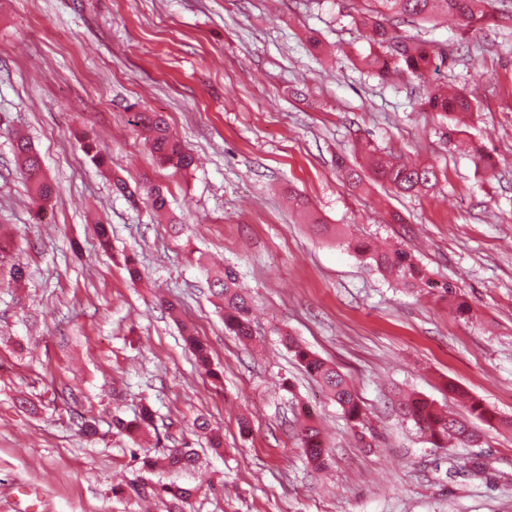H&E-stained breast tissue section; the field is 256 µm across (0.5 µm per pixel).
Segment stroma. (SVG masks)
Returning <instances> with one entry per match:
<instances>
[{
  "mask_svg": "<svg viewBox=\"0 0 512 512\" xmlns=\"http://www.w3.org/2000/svg\"><path fill=\"white\" fill-rule=\"evenodd\" d=\"M353 11L352 0H0V234L26 271L18 284L0 273V512H162L112 491L137 474L112 419L145 405L156 416L143 450L187 443L199 455L195 470L148 476L194 488L186 512H512V433L487 431L484 474L452 477L449 458L470 449L432 447L398 406L405 392L460 413L453 384L512 416V23L465 36L441 21L399 24L447 58L383 81L362 62L372 47ZM443 83L477 96L448 139L418 106ZM137 110L163 114L195 167L159 166ZM18 135L59 188L44 207L27 193ZM86 135L106 166L82 151ZM361 141L435 165L438 184L424 196L352 190L336 159L355 160ZM117 176L162 186L168 219L116 196ZM292 193L311 214L289 206ZM99 221L112 227L107 252ZM342 234L410 251L435 287H396ZM222 265L252 297V341L224 328L211 287ZM444 282L473 319L449 313ZM185 325L213 374L197 367ZM282 329L349 375L369 443ZM83 415L97 421L94 440L78 433ZM199 417L221 429L222 453ZM305 422L324 433L326 469L302 459Z\"/></svg>",
  "mask_w": 512,
  "mask_h": 512,
  "instance_id": "obj_1",
  "label": "stroma"
}]
</instances>
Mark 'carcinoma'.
I'll return each mask as SVG.
<instances>
[{
  "instance_id": "carcinoma-1",
  "label": "carcinoma",
  "mask_w": 512,
  "mask_h": 512,
  "mask_svg": "<svg viewBox=\"0 0 512 512\" xmlns=\"http://www.w3.org/2000/svg\"><path fill=\"white\" fill-rule=\"evenodd\" d=\"M363 6L353 18L354 23L364 31L370 43L378 50L363 58L365 65L380 78L394 76H417L430 69L437 52L426 42H413L403 39L390 26V21L400 18L412 22L427 19L434 15L453 17L464 34L481 30L500 20L512 21V13L504 10L496 13L494 0H361ZM421 108L425 112H435L459 125L473 115L472 97L467 93L436 85L429 88L421 98ZM136 126L147 134L151 148L158 161L176 170H187L194 165L193 156L184 148L180 140L169 130L163 116L156 112H137L134 115ZM14 151L20 171L27 183L32 198L39 203L51 201L57 193L55 186L48 181L43 172L40 154L25 137L15 139ZM336 167L343 178L354 190H364L367 183L377 181L388 184L403 194H423L435 187L439 181V171L424 164H408L392 153L376 154L371 146H366L364 164H355L339 157ZM115 190L128 201L136 202V193L146 195L147 201L156 212L167 210L168 201L162 189L144 180L140 191L130 189L122 179L114 181ZM354 250L372 261V265L386 276H392L405 288L431 286V278L414 256L401 248L377 251L365 243L354 246ZM214 293L221 297L224 309V328L241 340L252 339V300L239 286L237 271L228 266L213 280ZM443 294L453 300V314L458 318H467L471 307L465 301L455 300V286L447 283ZM184 339L193 351L199 366L214 378L218 374L211 368L209 351L203 340L189 330L184 329ZM288 349L294 354L305 371L322 386L326 395L343 410L347 419L355 428H365L364 405L353 388L348 375L334 363L329 362L307 347L298 343L286 331L277 330ZM469 414V418L481 421L491 429L512 432V417H502L484 403L456 387L451 388ZM403 417L412 421L425 435L429 443L436 448H448L455 442L462 446L479 447L484 443L485 434L469 418H459L446 413L435 402L418 396H409L400 403ZM154 410L145 405L139 416L131 421L113 417L115 428L135 439L136 434L154 421ZM196 429L207 435L210 447L215 452L223 448V438L218 428L209 420L199 418ZM300 448L308 465L323 469L328 464L326 448L319 429L313 425L303 426L300 433ZM133 462L138 471L153 473L157 470L184 471L197 467L199 455L195 449L170 448L166 452L151 456L132 452ZM487 469L485 456L475 454L454 466V473L463 476H476ZM154 497L168 503V512H183L184 504L196 492L194 488L175 484H157L150 487Z\"/></svg>"
}]
</instances>
